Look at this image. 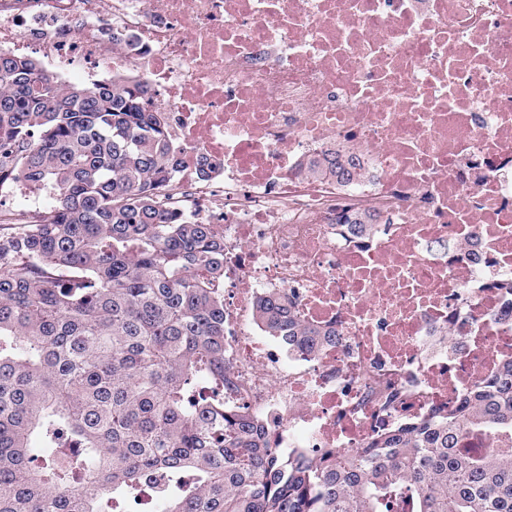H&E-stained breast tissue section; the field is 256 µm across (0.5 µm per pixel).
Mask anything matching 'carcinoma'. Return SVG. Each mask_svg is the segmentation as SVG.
<instances>
[{
	"instance_id": "carcinoma-1",
	"label": "carcinoma",
	"mask_w": 512,
	"mask_h": 512,
	"mask_svg": "<svg viewBox=\"0 0 512 512\" xmlns=\"http://www.w3.org/2000/svg\"><path fill=\"white\" fill-rule=\"evenodd\" d=\"M177 164L142 79L60 89L0 50V186L54 199L0 227V512H512V359L447 416L316 467L224 413V240L165 212ZM255 315L290 350L334 335L281 297Z\"/></svg>"
}]
</instances>
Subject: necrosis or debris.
I'll list each match as a JSON object with an SVG mask.
<instances>
[{"label": "necrosis or debris", "instance_id": "4bbe7bcc", "mask_svg": "<svg viewBox=\"0 0 512 512\" xmlns=\"http://www.w3.org/2000/svg\"><path fill=\"white\" fill-rule=\"evenodd\" d=\"M0 47L152 86L166 208L224 239V407L280 454L447 414L512 358V0H0ZM338 150L358 178L308 176ZM284 294L318 356L254 323Z\"/></svg>", "mask_w": 512, "mask_h": 512}]
</instances>
